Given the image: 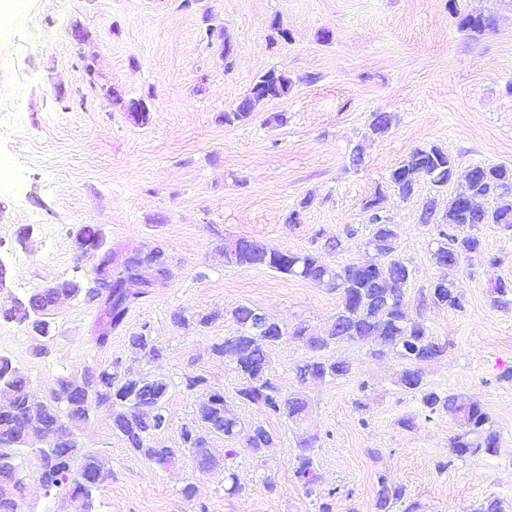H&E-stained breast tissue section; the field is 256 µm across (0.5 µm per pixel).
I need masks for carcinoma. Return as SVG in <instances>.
Listing matches in <instances>:
<instances>
[{"instance_id":"carcinoma-1","label":"carcinoma","mask_w":512,"mask_h":512,"mask_svg":"<svg viewBox=\"0 0 512 512\" xmlns=\"http://www.w3.org/2000/svg\"><path fill=\"white\" fill-rule=\"evenodd\" d=\"M496 18L491 15H458V30L474 37L495 28ZM291 81L285 75L270 69L260 75L246 94V102H237L224 113V123L234 124L248 120L257 105L288 93ZM454 159L441 147L430 144L418 146L408 153L389 175V184L400 198L408 199L415 193L420 181L436 189L448 186V167ZM471 190L473 196L484 204L471 208L459 198H448V209L436 217L434 199L422 206L421 223L433 225L431 258L440 264L445 258L462 264L481 253L480 226L490 224L503 232L512 233V168L503 165H476L473 167ZM382 196L365 202L370 211L372 230L368 246L381 258L377 267L348 263L338 267L326 265L311 250L283 252L267 247L257 240L244 237L232 240L233 248L224 252V263L238 268L261 265L290 278L322 286L339 297L336 314L329 325L316 330L305 322L288 329L270 320L260 309L241 304L231 311L235 330L212 345V354L233 360L240 379L236 395L265 410L266 413L284 417L292 422L302 420L308 401L300 393L285 395L268 374L272 350L288 341L298 342L315 356L298 365L295 375L300 384H314L320 380H336L348 376L351 366L343 360L325 359L318 353L339 343H369L372 354L390 352L402 361L404 369L398 378L401 390L417 398L422 408L430 414L445 412L460 422L469 421L473 426H461L450 441L451 453L441 460L437 468L448 469L454 459L480 452L491 453L496 448L498 434L494 422L482 405L474 401L464 405L456 395L427 389L423 365L445 356L448 345L431 336L421 322L405 311V286L413 271L398 255V233L392 224L385 222L379 213ZM152 269L169 276L168 257L160 249L148 252ZM110 257H105L90 285L77 281H61L47 293L34 292L13 307L0 310L6 320H20L37 342L44 348L54 338L55 322L47 317L44 308L62 296L81 297L89 303L105 301V320L99 323L96 344L104 346L110 333L123 322L129 309L149 296L151 289H123L127 279H144L138 253H133L121 271L109 267ZM491 304L496 308L512 306V280L499 276L489 279ZM429 299L438 306L456 311L465 309L466 301L459 292L453 273L437 280L430 288ZM219 315L209 313L196 319L182 312L173 313L176 326L186 328L192 324L206 326ZM129 344L136 353L149 360L162 356L161 348L151 336L139 332L129 336ZM167 384L145 374L123 375L108 368L84 372L83 390L71 389L70 377L57 379L52 396L39 400L29 391V379L13 361L0 355V482L15 481L17 494L0 496V512H22L30 492L24 486L20 458L24 451L23 440L28 415L36 413L43 429L57 436V443L43 451L41 466L47 482L54 488H68L69 497L91 500L92 491L112 480V471L98 468L95 454L80 446L76 431L98 407L112 410V428L127 447L160 467L172 464L179 449L161 444L155 436L168 429L169 417L164 406ZM223 430L224 440L242 443L255 455H262L276 447L275 436L261 422L244 426L228 409L224 394L208 391L197 403L194 419L180 429V445L192 450L198 468L202 471L211 465L205 444L212 429ZM317 438L307 437L299 444L296 454L295 476L306 492L313 493L319 481L312 448ZM376 512H391L393 505L403 496V489L387 483L384 476L377 479Z\"/></svg>"}]
</instances>
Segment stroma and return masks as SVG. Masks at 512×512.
<instances>
[{"instance_id": "obj_1", "label": "stroma", "mask_w": 512, "mask_h": 512, "mask_svg": "<svg viewBox=\"0 0 512 512\" xmlns=\"http://www.w3.org/2000/svg\"><path fill=\"white\" fill-rule=\"evenodd\" d=\"M0 0V261L9 283L0 309L14 299L63 280L87 282L103 253L122 261L133 250L162 248L170 276L129 310L106 346L95 343L100 304L59 299L52 311L56 335L47 353H32L26 329L0 318V354L30 380L36 397L51 394L58 376L85 369L149 373L168 385L171 420L162 434L176 446L194 417L199 393L184 374L203 375L223 392L244 422L263 421L276 448L258 457L239 450L226 459L223 436L209 446L227 465L199 472L192 453L161 469L127 448L112 431V413L100 407L77 433L81 446L112 469L93 493L92 512H316L294 475L299 441L317 436L313 450L321 486L335 490V512H375L378 476L402 487L415 512H512V308L492 306L488 280H512V234L484 225L483 262L455 273L465 311L437 307L421 295L441 276L430 236L419 221L427 198L437 212L465 187L479 164L512 168V0ZM494 14L495 29L470 38L457 29L456 11ZM23 14L21 23L11 20ZM213 34H206V27ZM95 56L86 76L84 54ZM270 69L292 85L262 103L249 120L225 124L223 115ZM147 99V123L131 119L121 99ZM387 113L388 133L373 135V113ZM284 115L285 124L274 123ZM436 144L459 174L443 191L420 182L401 199L388 192L393 168L413 148ZM361 149L355 167L350 153ZM384 192L383 207L398 232V253L413 276L406 287L409 314L446 343L447 354L425 365L427 388L478 400L498 432L493 454L455 459L458 433L448 415L425 416L396 384L393 356H371L367 345L341 343L324 358L348 361V377L308 388L312 409L301 424L268 415L237 399L239 379L230 360L211 346L234 325L227 313L245 303L274 320L327 324L336 293L266 267H229L225 236L252 238L283 252L312 248L314 239H340L323 250L330 266L366 263L374 254L364 203ZM299 210L301 221L287 216ZM99 230L100 249L81 252L76 234ZM33 237L20 242L18 232ZM354 236H347V229ZM220 312L204 328L181 329L171 319ZM144 331L162 347L150 361L130 348ZM288 342L271 354L268 372L283 393H294L295 366L309 357ZM414 416L406 430L399 421ZM232 470L241 487L225 489ZM274 489H267L266 480ZM196 483L186 499L182 488Z\"/></svg>"}]
</instances>
